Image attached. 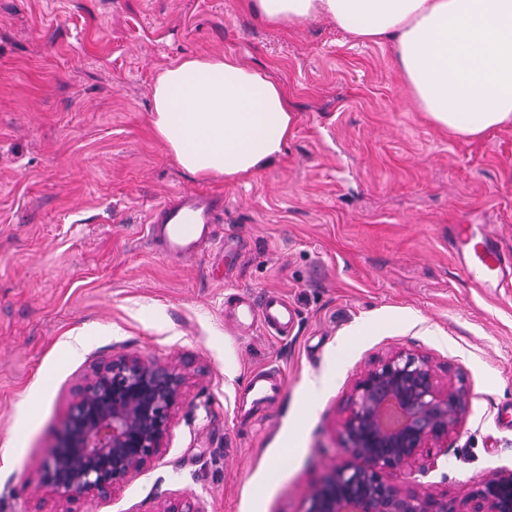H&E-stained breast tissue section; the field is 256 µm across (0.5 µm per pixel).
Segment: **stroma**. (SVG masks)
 I'll return each instance as SVG.
<instances>
[{
  "mask_svg": "<svg viewBox=\"0 0 512 512\" xmlns=\"http://www.w3.org/2000/svg\"><path fill=\"white\" fill-rule=\"evenodd\" d=\"M190 52L234 54L288 92L293 134L252 179L192 178L152 133L154 78ZM200 187L224 196L223 242L152 250V207ZM463 224L512 254V128L430 126L387 46L325 19L270 26L245 0H0V512H54L33 482L75 386L122 353L180 364L184 396L162 456L78 512H306L344 458L361 371L400 349L442 382L463 374L470 396L411 485L459 497L512 469V271L498 288L463 276ZM269 293L287 335L231 313ZM269 369L284 384L254 403Z\"/></svg>",
  "mask_w": 512,
  "mask_h": 512,
  "instance_id": "35a3bbf8",
  "label": "stroma"
}]
</instances>
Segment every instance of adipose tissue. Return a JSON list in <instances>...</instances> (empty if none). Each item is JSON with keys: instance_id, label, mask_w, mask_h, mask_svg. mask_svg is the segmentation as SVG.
<instances>
[{"instance_id": "obj_1", "label": "adipose tissue", "mask_w": 512, "mask_h": 512, "mask_svg": "<svg viewBox=\"0 0 512 512\" xmlns=\"http://www.w3.org/2000/svg\"><path fill=\"white\" fill-rule=\"evenodd\" d=\"M264 23L327 19L389 44L411 98L462 137L512 127V0H247ZM150 123L194 177L243 180L278 158L296 124L286 90L232 54L190 53L160 70Z\"/></svg>"}]
</instances>
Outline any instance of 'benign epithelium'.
Here are the masks:
<instances>
[{"mask_svg": "<svg viewBox=\"0 0 512 512\" xmlns=\"http://www.w3.org/2000/svg\"><path fill=\"white\" fill-rule=\"evenodd\" d=\"M186 377L174 363L119 354L91 366L74 390L64 428L35 492L50 493L56 512H75L163 454ZM462 373L442 383L430 358L397 350L360 373L340 425L347 459L309 497L306 512H512V470H492L461 498L418 492L406 478L437 467L440 447L466 413ZM397 471L402 480L385 478ZM156 512H203L165 500Z\"/></svg>", "mask_w": 512, "mask_h": 512, "instance_id": "1", "label": "benign epithelium"}]
</instances>
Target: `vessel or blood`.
<instances>
[{
  "label": "vessel or blood",
  "instance_id": "b4317fda",
  "mask_svg": "<svg viewBox=\"0 0 512 512\" xmlns=\"http://www.w3.org/2000/svg\"><path fill=\"white\" fill-rule=\"evenodd\" d=\"M224 221V198L207 189L175 192L155 206L148 215V235L159 244L160 253L181 257L195 256L201 245L214 243L219 224ZM455 252L463 270L479 266L488 280L502 281L505 268L496 244L487 237L472 240L461 234ZM262 319L270 328L284 331L290 322L285 300L276 295L264 298L261 305L244 303L236 320L245 325Z\"/></svg>",
  "mask_w": 512,
  "mask_h": 512
}]
</instances>
